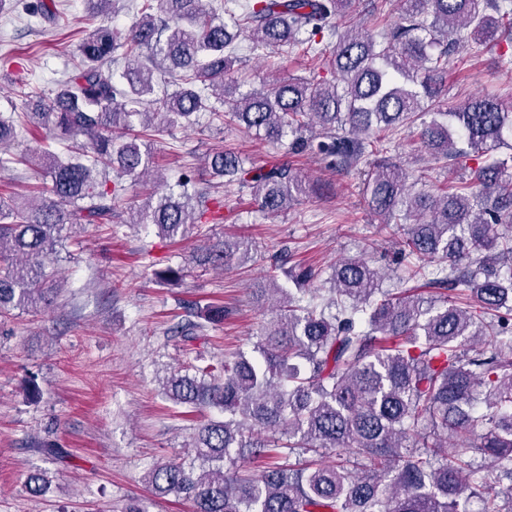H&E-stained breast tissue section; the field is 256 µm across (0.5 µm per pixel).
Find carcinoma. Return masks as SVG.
Here are the masks:
<instances>
[{
  "instance_id": "cac0c4a2",
  "label": "carcinoma",
  "mask_w": 512,
  "mask_h": 512,
  "mask_svg": "<svg viewBox=\"0 0 512 512\" xmlns=\"http://www.w3.org/2000/svg\"><path fill=\"white\" fill-rule=\"evenodd\" d=\"M359 0H139L126 29L100 25L79 43L50 103L32 87L24 112L0 113V147L24 128L62 144L82 136L78 155L46 151L42 202L28 207L0 197V325L14 310L52 303L40 287L45 261L82 224H110L123 178L155 167V117L170 127L203 113L234 123L296 155L313 152L337 170L363 166V191L398 251L336 264L330 276L295 265L271 266L252 288L261 302L283 299L262 327L254 355L204 356L171 370L163 391L192 412L216 409L194 428V460L157 464L145 481L158 495L192 501L195 512H512V105L493 95L436 107L448 69L472 45L495 49L512 65V0H406L392 23L365 32L351 21ZM32 15L55 25V0H35ZM309 57L336 83L283 78L240 91L239 39ZM123 58L119 75L103 66ZM178 85L157 96L162 83ZM220 101L214 106L211 98ZM421 123V147L448 171H465L435 195L407 192V174L391 155L388 134ZM476 165H470V162ZM213 177L251 190L259 210L276 215L306 192L286 160L247 166L240 154L205 155ZM146 205L136 224L170 241L202 221L215 222L193 172ZM403 219L413 223L399 222ZM248 241L215 238L192 255L209 271L249 259ZM406 263L398 292L380 287V270ZM284 272L296 286L277 284ZM173 285L186 269L153 270ZM330 284L323 304L304 301L307 286ZM209 324L224 306L194 307ZM189 320L172 332L191 341ZM485 341L486 346L474 347ZM483 406L475 405L478 392ZM495 463L480 474L472 453ZM32 473L26 488L46 492Z\"/></svg>"
}]
</instances>
